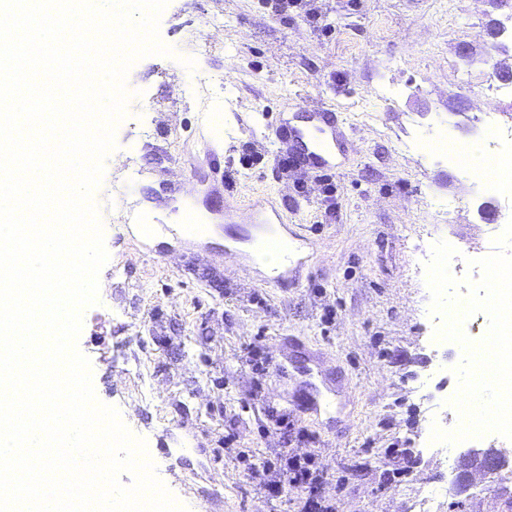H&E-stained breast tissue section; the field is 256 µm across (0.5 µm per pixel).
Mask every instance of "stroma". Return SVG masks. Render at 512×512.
I'll return each mask as SVG.
<instances>
[{"label":"stroma","instance_id":"stroma-1","mask_svg":"<svg viewBox=\"0 0 512 512\" xmlns=\"http://www.w3.org/2000/svg\"><path fill=\"white\" fill-rule=\"evenodd\" d=\"M274 15L266 0H168L159 35L171 53L130 68L126 115L94 192L108 262L107 286L83 312L77 340L96 397L145 440L157 477L187 512H297L300 491L268 499L240 454L276 458L309 435L329 477L322 494L338 512H410L436 492L433 512H507L512 444L500 473H477L465 490L418 434L447 424L464 360L429 323L427 269L414 244L462 243L495 252L496 198L478 195L460 168L420 152L425 137L479 142L481 108L512 118V97H488L491 50L482 0H314ZM211 81L203 112L200 78ZM466 89L469 108L452 95ZM333 106L354 133L331 176L328 206L315 174L273 166L240 169L243 150L273 155L274 120L301 105ZM232 171L239 205L281 213L303 241L298 280L279 285L232 260L251 248L214 209L221 182L211 153ZM457 202L456 223L441 215ZM147 223L196 224L176 242L145 236ZM306 341L284 371L261 372L250 345ZM323 356L345 389L343 408L298 416L274 430L269 409L293 413L303 366ZM406 449L396 459L391 449Z\"/></svg>","mask_w":512,"mask_h":512}]
</instances>
